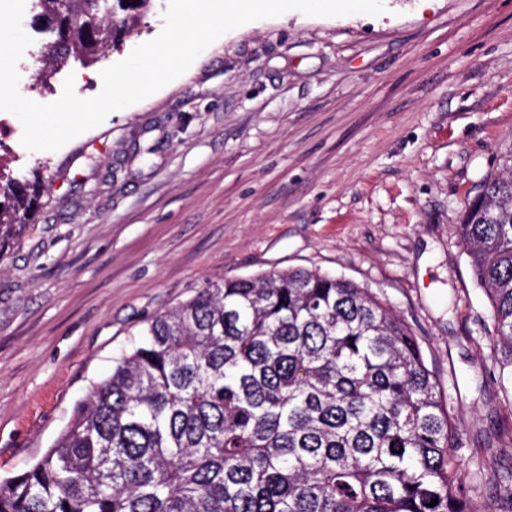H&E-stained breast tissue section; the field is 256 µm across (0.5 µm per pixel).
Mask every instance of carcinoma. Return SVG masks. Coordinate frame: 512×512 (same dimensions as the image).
Returning a JSON list of instances; mask_svg holds the SVG:
<instances>
[{
    "mask_svg": "<svg viewBox=\"0 0 512 512\" xmlns=\"http://www.w3.org/2000/svg\"><path fill=\"white\" fill-rule=\"evenodd\" d=\"M39 76L90 61L150 0H38ZM457 233L512 368V158ZM37 198L0 170V245ZM462 447L409 324L356 283L305 268L208 282L145 322L0 512H480ZM512 512V468L487 482ZM438 503L431 507L433 499Z\"/></svg>",
    "mask_w": 512,
    "mask_h": 512,
    "instance_id": "obj_1",
    "label": "carcinoma"
}]
</instances>
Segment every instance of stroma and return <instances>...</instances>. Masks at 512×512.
Instances as JSON below:
<instances>
[{"label":"stroma","mask_w":512,"mask_h":512,"mask_svg":"<svg viewBox=\"0 0 512 512\" xmlns=\"http://www.w3.org/2000/svg\"><path fill=\"white\" fill-rule=\"evenodd\" d=\"M167 0L96 63L83 98L156 37ZM377 16L290 11L220 37L161 90L57 151L0 156L39 182L0 250V477L50 448L143 322L209 281L294 268L354 281L419 337L464 445L458 480L512 468L495 433L512 373L455 226L512 154V0H384Z\"/></svg>","instance_id":"35a3bbf8"}]
</instances>
